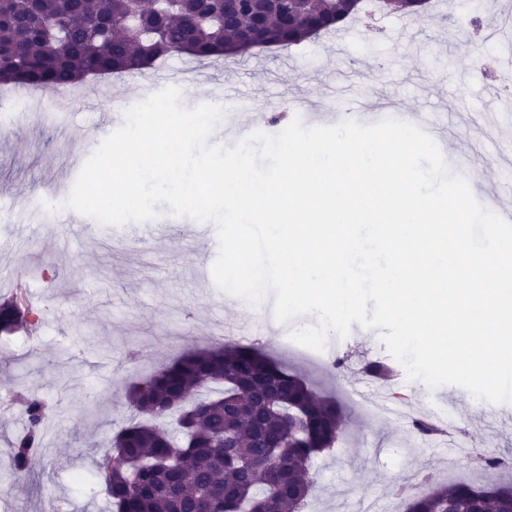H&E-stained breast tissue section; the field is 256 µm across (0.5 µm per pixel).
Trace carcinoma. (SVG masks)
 <instances>
[{
    "label": "carcinoma",
    "mask_w": 512,
    "mask_h": 512,
    "mask_svg": "<svg viewBox=\"0 0 512 512\" xmlns=\"http://www.w3.org/2000/svg\"><path fill=\"white\" fill-rule=\"evenodd\" d=\"M357 0H0V85L67 92L88 77L135 75L174 55L203 61L251 45L291 46L358 11ZM27 322L0 304V327ZM137 420L121 427L97 462L111 512H303L314 459L338 439V399L255 349L183 355L131 385ZM26 432L10 443L20 480L43 448L48 405L19 394ZM512 512V482L436 485L420 497L397 489L404 512Z\"/></svg>",
    "instance_id": "1"
}]
</instances>
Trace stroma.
I'll return each mask as SVG.
<instances>
[{
    "mask_svg": "<svg viewBox=\"0 0 512 512\" xmlns=\"http://www.w3.org/2000/svg\"><path fill=\"white\" fill-rule=\"evenodd\" d=\"M361 7V19L332 35L259 48L230 63L174 56L143 76L89 79L69 94L37 89L9 114L0 131V302L20 298L30 314L27 326L0 332V389L25 387L54 410L45 451L18 483L2 463L7 438L23 432L26 418L0 408V489H24L0 497V512H101L106 500L96 462L131 416L126 384L178 355L216 346L251 313L248 303L202 277L217 241L184 237L173 223L161 232L127 224L118 238L104 225L88 234L89 217L43 207L70 194L94 151L86 134L146 99L142 77H155L160 89L177 86L185 102L258 98L265 109L238 119L267 134L289 124L292 97L306 99L314 112L342 110L331 91L350 80L360 92L393 102L407 122L428 114L448 148V167L466 160L472 192L512 212V124L475 130L488 100L476 64L497 60L499 45L460 29L449 0H431L412 16L375 10L371 0ZM252 338L274 360L341 397L339 441L310 469L309 512H365L371 505L395 512L394 487L405 474L448 482L438 448L399 454L401 422L376 421L343 397L373 356L374 338L354 336L339 374L289 351L269 328L254 326ZM77 473L87 485L74 482Z\"/></svg>",
    "mask_w": 512,
    "mask_h": 512,
    "instance_id": "1",
    "label": "stroma"
}]
</instances>
